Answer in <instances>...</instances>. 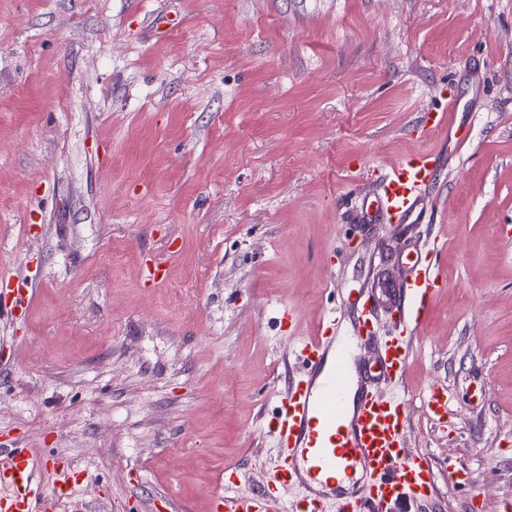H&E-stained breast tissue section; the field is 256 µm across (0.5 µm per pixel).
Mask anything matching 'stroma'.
<instances>
[{
    "label": "stroma",
    "mask_w": 512,
    "mask_h": 512,
    "mask_svg": "<svg viewBox=\"0 0 512 512\" xmlns=\"http://www.w3.org/2000/svg\"><path fill=\"white\" fill-rule=\"evenodd\" d=\"M415 149L394 224L376 178ZM436 238L409 444L428 512H512V0H0V448L71 462L89 512H213L231 465L256 492L289 333L366 292L388 335L379 285ZM435 170L436 158L427 152L407 155L388 168L378 182L377 192L390 220L407 217L419 194L433 181ZM423 402L433 421L441 423L444 420H447L448 392L446 388L433 385L423 395Z\"/></svg>",
    "instance_id": "1"
}]
</instances>
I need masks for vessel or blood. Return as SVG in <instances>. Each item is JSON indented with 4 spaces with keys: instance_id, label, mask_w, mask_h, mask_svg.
Returning <instances> with one entry per match:
<instances>
[{
    "instance_id": "obj_1",
    "label": "vessel or blood",
    "mask_w": 512,
    "mask_h": 512,
    "mask_svg": "<svg viewBox=\"0 0 512 512\" xmlns=\"http://www.w3.org/2000/svg\"><path fill=\"white\" fill-rule=\"evenodd\" d=\"M435 170L436 159L427 152L407 155L388 168L377 192L390 220L407 217ZM439 284L434 263L416 268L392 311L394 336H377L374 311L366 307L350 336L340 337L343 316L331 309L315 335L299 339L298 373L271 419L278 461L261 491L213 494L216 512H400L434 496L432 460L407 446L410 409L403 390L414 356L411 343ZM364 343L375 345L376 356L356 378L352 352ZM423 402L433 421L446 420V388L432 386ZM357 469L364 481L337 494V479ZM76 482L64 460L50 461L34 448H0V512H50L55 502L72 498ZM290 489L295 497L284 500Z\"/></svg>"
}]
</instances>
